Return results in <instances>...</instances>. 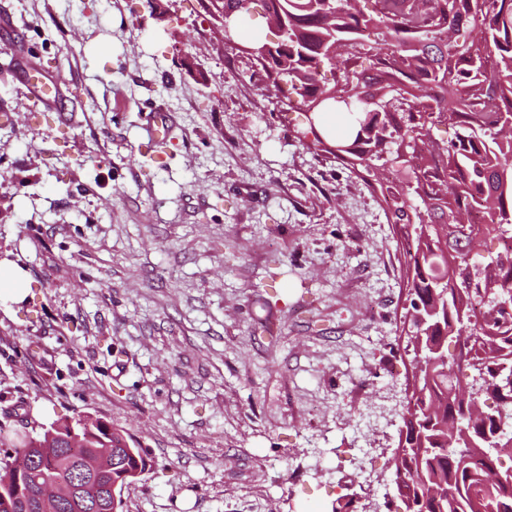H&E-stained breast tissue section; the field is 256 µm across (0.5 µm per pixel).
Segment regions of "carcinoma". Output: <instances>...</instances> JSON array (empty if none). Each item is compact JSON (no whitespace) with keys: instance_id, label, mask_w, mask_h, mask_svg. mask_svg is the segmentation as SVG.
I'll return each instance as SVG.
<instances>
[{"instance_id":"carcinoma-1","label":"carcinoma","mask_w":512,"mask_h":512,"mask_svg":"<svg viewBox=\"0 0 512 512\" xmlns=\"http://www.w3.org/2000/svg\"><path fill=\"white\" fill-rule=\"evenodd\" d=\"M236 24L268 26L251 12L269 5L288 25V48L276 50L274 70L307 109L323 95H354L372 102L363 127L342 109L345 129L334 132L321 120L316 129L333 158L354 171L380 167L395 177L376 181L392 201L393 224L407 244L406 288L412 295L403 316L414 342L411 369L419 386L406 399L387 493L402 512H512V481L486 483L503 469L498 429H507L501 410L512 412V255L479 254L490 236L512 234V0H374L368 12L351 0H220ZM381 41H372L374 33ZM332 79L322 77L321 64ZM443 124L454 137L442 144L431 128ZM486 209L500 222L468 224L455 235L459 212ZM455 354L448 355V337ZM488 379L479 396L459 381ZM82 419L50 424L55 438L12 433L0 425V512H39L38 496L48 483L58 499L90 504L109 484L122 479L124 463L141 449L123 452L110 468L90 476L78 492L72 469L101 448H122L120 430L105 432ZM466 425L462 431L457 425ZM45 460L14 493L8 461Z\"/></svg>"}]
</instances>
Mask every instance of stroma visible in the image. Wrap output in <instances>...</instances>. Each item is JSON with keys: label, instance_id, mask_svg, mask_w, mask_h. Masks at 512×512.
Wrapping results in <instances>:
<instances>
[{"label": "stroma", "instance_id": "stroma-1", "mask_svg": "<svg viewBox=\"0 0 512 512\" xmlns=\"http://www.w3.org/2000/svg\"><path fill=\"white\" fill-rule=\"evenodd\" d=\"M0 0V424L81 416L147 471L120 512H331L391 467L404 244L366 183L294 136L212 42L205 0ZM61 80L33 117L21 49ZM173 128L151 161L141 126ZM23 273L10 264L0 262V300L19 301L26 294Z\"/></svg>", "mask_w": 512, "mask_h": 512}]
</instances>
